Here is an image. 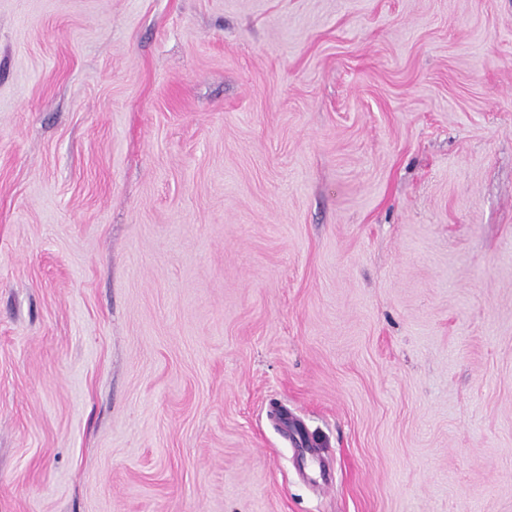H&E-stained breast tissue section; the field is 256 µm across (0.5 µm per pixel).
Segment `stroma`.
<instances>
[{"label":"stroma","mask_w":512,"mask_h":512,"mask_svg":"<svg viewBox=\"0 0 512 512\" xmlns=\"http://www.w3.org/2000/svg\"><path fill=\"white\" fill-rule=\"evenodd\" d=\"M0 512H512V0H0Z\"/></svg>","instance_id":"35a3bbf8"}]
</instances>
